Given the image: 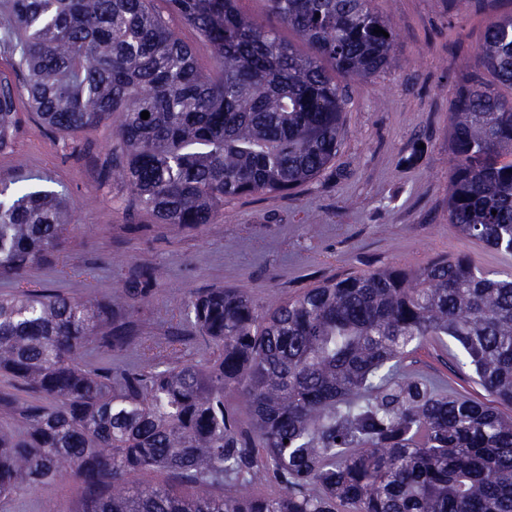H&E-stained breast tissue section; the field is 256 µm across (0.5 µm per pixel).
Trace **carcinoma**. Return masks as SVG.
<instances>
[{
  "mask_svg": "<svg viewBox=\"0 0 512 512\" xmlns=\"http://www.w3.org/2000/svg\"><path fill=\"white\" fill-rule=\"evenodd\" d=\"M167 2L211 46L215 74L150 0H0V152L24 101L73 140L117 115L108 176L155 223L196 229L228 199L290 194L330 170L345 136L336 76L399 61L373 0H265L308 54L237 0ZM477 57L448 126V221L511 256L512 12L487 22ZM67 227L62 195L1 187L0 277L25 280ZM157 278L142 268L106 300L0 298V376L44 400L22 430L0 427V497L69 476L78 512H512V415L499 409L512 407V275L459 255L334 276L268 307L212 288L186 305L205 363L165 349L148 371L87 368L90 347L128 344L117 323ZM444 336L489 401L403 370ZM143 472L169 483L134 485ZM271 476L281 492L254 496Z\"/></svg>",
  "mask_w": 512,
  "mask_h": 512,
  "instance_id": "carcinoma-1",
  "label": "carcinoma"
}]
</instances>
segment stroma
<instances>
[{
    "mask_svg": "<svg viewBox=\"0 0 512 512\" xmlns=\"http://www.w3.org/2000/svg\"><path fill=\"white\" fill-rule=\"evenodd\" d=\"M151 6L177 30L210 73V48L167 0ZM398 32L401 62L371 80H345L346 135L336 158L343 177L327 174L292 195L225 201L213 224L188 230L157 225L132 211L125 192L106 181L114 125L78 141L52 132L21 108L11 149L0 152V185L58 191L71 215L66 240L32 267L23 285L76 298H106L144 266L157 281L134 302L125 322L132 340L88 351V368L139 369L153 347L176 340L179 360L199 364L205 353L186 340L184 306L206 288H239L272 306L336 275L378 268H417L438 256L470 255L490 272L512 270V256L463 238L448 222V124L459 87L478 69L477 48L492 8L448 11V0H374ZM420 158L402 163L414 144ZM455 344L418 348L406 370L484 399L459 368ZM78 482L64 478L32 492L0 497V512H74Z\"/></svg>",
    "mask_w": 512,
    "mask_h": 512,
    "instance_id": "obj_1",
    "label": "stroma"
}]
</instances>
